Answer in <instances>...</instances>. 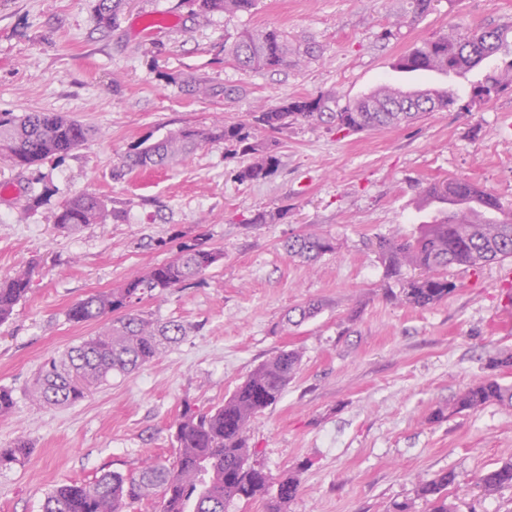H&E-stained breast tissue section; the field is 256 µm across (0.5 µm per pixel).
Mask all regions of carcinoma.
Here are the masks:
<instances>
[{"mask_svg":"<svg viewBox=\"0 0 512 512\" xmlns=\"http://www.w3.org/2000/svg\"><path fill=\"white\" fill-rule=\"evenodd\" d=\"M125 0H98L94 20L106 28L116 23ZM256 0H186L201 16L214 12L238 13L253 8ZM512 26L480 28L468 32L471 48H461L460 33L443 34L423 42L395 63L400 72L432 68L446 73L460 69H481L467 107L481 104L512 87V62L501 68L495 60L508 46ZM224 51L242 68L277 71L298 67L313 55L288 42L277 29L241 35ZM459 101L453 90L435 99L418 89L400 90L396 95L385 87L371 91L339 110L328 99L298 97L277 106L262 107L250 122L224 121L208 128L185 126L163 139L142 144L126 157L129 170H147L185 161L203 144L224 141L232 157L247 163L235 177L241 183L266 177L279 163L276 142L269 134L297 121L329 120L339 130L374 132L409 125L432 112L450 111ZM92 130L79 120L55 112H0V157L21 169H32L84 145ZM477 183L469 178H447L428 184L421 192L417 209H433L434 215L421 225L411 240L379 242L388 277L401 276L404 266L420 271L405 281L399 300L414 308H429L448 299L456 284L446 275L450 266L479 268L495 260L512 258V208L493 192L482 189L487 204L496 209L486 215L474 204L448 211V198L476 194ZM117 221L120 213L109 211L107 202L92 194L66 200L55 215L56 228L67 234L87 224ZM333 242L307 233L288 242L290 257L314 260L333 251ZM224 258V253L201 243L185 245L175 258L130 276L123 287L93 293L74 303L67 311L73 323L105 322L103 330L48 361L29 391L40 407L72 405L84 400L90 390L114 374H126L149 363L167 345L184 338L187 328L180 322L155 321L137 313L136 305L202 278ZM34 267L27 266L0 280V323L31 290ZM300 354L281 350L259 364L224 400L208 409L185 408L173 423L172 438L177 452L166 464H149L136 474L105 471L94 480H70L55 486L46 496L43 512H127L135 503L158 499V512H228L236 501L262 500L265 512H286L288 502L298 493L299 475H290L272 488L267 472L254 460L248 431L254 418L277 404L299 369ZM493 373L467 386L455 399L450 413L475 410L489 404L512 407V384L502 381L500 372L512 370V353L490 361ZM25 438L10 448H0V468L21 463L29 455ZM457 483L455 473L436 475L417 486V495L429 500L432 512H456L448 501L449 489ZM476 485L486 495L512 487V462L480 473Z\"/></svg>","mask_w":512,"mask_h":512,"instance_id":"carcinoma-1","label":"carcinoma"}]
</instances>
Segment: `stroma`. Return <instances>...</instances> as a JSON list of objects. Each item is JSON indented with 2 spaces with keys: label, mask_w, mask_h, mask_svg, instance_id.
Instances as JSON below:
<instances>
[{
  "label": "stroma",
  "mask_w": 512,
  "mask_h": 512,
  "mask_svg": "<svg viewBox=\"0 0 512 512\" xmlns=\"http://www.w3.org/2000/svg\"><path fill=\"white\" fill-rule=\"evenodd\" d=\"M96 4L0 0V112H58L93 131L34 169L0 159V185L15 189L0 197V278L36 267L27 297L0 324V385L16 398L0 417V448L21 435L33 448L0 469V512H42L59 483L172 462L170 426L184 408L222 404L281 349L300 352V370L254 419L249 444L272 479L299 473L288 512H388L405 500L430 512L416 486L448 470L458 512H512V488L487 496L473 484L512 459V408L447 412L489 374L491 358L512 351V258L450 267L454 294L420 309L399 301L378 250L418 234L416 201L435 178L473 179L512 206V89L391 131L298 122L277 136V168L251 183L236 180L242 161L220 141L161 169L122 166L141 143L187 125L248 122L294 96L341 107L386 81H423L395 61L443 32L512 25V0H432L421 16L411 0H257L248 12L204 17L185 0H130L108 30L94 21ZM264 28L315 45L318 58L272 72L225 58V43ZM189 75L208 95L188 92ZM80 193L104 197L121 220L59 232L58 207ZM34 195L41 202L28 207ZM262 211L272 221L253 223ZM308 231L334 251L312 263L288 257L285 242ZM195 241L223 260L198 283L139 305L183 323L186 336L77 404L35 405L41 366L101 329L71 323L68 308ZM311 300L318 314L286 326L288 311Z\"/></svg>",
  "instance_id": "obj_1"
}]
</instances>
